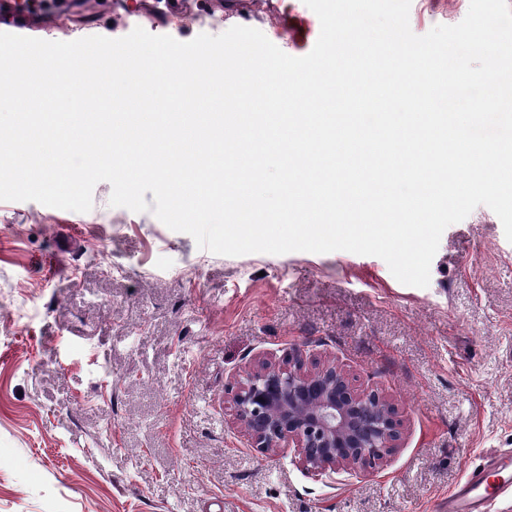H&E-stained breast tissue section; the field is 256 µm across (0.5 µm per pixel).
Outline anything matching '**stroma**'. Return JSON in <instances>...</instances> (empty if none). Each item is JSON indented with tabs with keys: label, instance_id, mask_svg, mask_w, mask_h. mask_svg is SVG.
Masks as SVG:
<instances>
[{
	"label": "stroma",
	"instance_id": "35a3bbf8",
	"mask_svg": "<svg viewBox=\"0 0 512 512\" xmlns=\"http://www.w3.org/2000/svg\"><path fill=\"white\" fill-rule=\"evenodd\" d=\"M470 0H411L410 27ZM284 53L320 34L304 0H211L157 25L135 0H75L32 37L181 42L232 26ZM0 201V512H437L488 457L512 453V242L476 207L441 236L427 287L348 251L224 256L152 213ZM383 392L403 436L381 468L307 471L249 447L231 389L293 348Z\"/></svg>",
	"mask_w": 512,
	"mask_h": 512
}]
</instances>
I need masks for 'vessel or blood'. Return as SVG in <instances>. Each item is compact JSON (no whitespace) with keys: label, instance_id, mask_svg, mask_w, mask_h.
I'll return each mask as SVG.
<instances>
[{"label":"vessel or blood","instance_id":"vessel-or-blood-1","mask_svg":"<svg viewBox=\"0 0 512 512\" xmlns=\"http://www.w3.org/2000/svg\"><path fill=\"white\" fill-rule=\"evenodd\" d=\"M512 494V455L488 458L448 495V512H487L493 500Z\"/></svg>","mask_w":512,"mask_h":512}]
</instances>
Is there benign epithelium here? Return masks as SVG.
<instances>
[{
	"instance_id": "1",
	"label": "benign epithelium",
	"mask_w": 512,
	"mask_h": 512,
	"mask_svg": "<svg viewBox=\"0 0 512 512\" xmlns=\"http://www.w3.org/2000/svg\"><path fill=\"white\" fill-rule=\"evenodd\" d=\"M306 359L296 348L237 382L231 405L249 447L293 448L318 475L382 466L401 440L394 404L376 389H356L339 364L309 367Z\"/></svg>"
}]
</instances>
